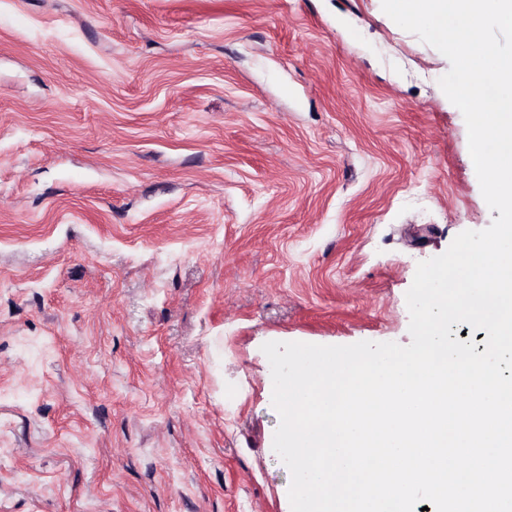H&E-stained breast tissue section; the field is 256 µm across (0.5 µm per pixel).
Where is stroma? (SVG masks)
I'll return each mask as SVG.
<instances>
[{"mask_svg": "<svg viewBox=\"0 0 512 512\" xmlns=\"http://www.w3.org/2000/svg\"><path fill=\"white\" fill-rule=\"evenodd\" d=\"M381 0H0V512H291L270 341L410 344L493 215Z\"/></svg>", "mask_w": 512, "mask_h": 512, "instance_id": "obj_1", "label": "stroma"}]
</instances>
